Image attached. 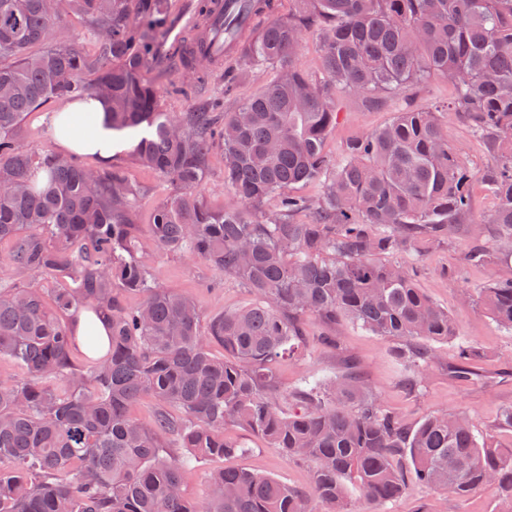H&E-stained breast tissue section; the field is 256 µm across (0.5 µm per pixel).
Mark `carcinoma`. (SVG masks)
Wrapping results in <instances>:
<instances>
[{
  "mask_svg": "<svg viewBox=\"0 0 512 512\" xmlns=\"http://www.w3.org/2000/svg\"><path fill=\"white\" fill-rule=\"evenodd\" d=\"M242 44L244 65L277 77L236 111L209 106L173 115L143 70L163 51L168 0H0V265L34 275L0 292V358L25 373L0 381V512H346L353 485L369 503L405 493L408 475L455 498L493 490L512 501V448L479 438L463 411L437 412L411 428L368 393L354 359L330 378L306 380L279 401L274 365L298 359L306 321L349 319L376 336L419 340L397 359L423 382L429 345L456 336L448 310L393 260L441 242L470 220L473 174L448 143L437 111L397 112L325 150L336 128L335 90L368 105L431 72L457 84L451 109L489 144L483 176L496 199L488 223L512 240V0H294ZM90 26L99 55L57 33L62 16ZM320 22V79L296 64L303 23ZM208 26L180 57L204 64ZM97 97L118 131L144 129L139 165L173 192L159 201L149 236L188 253L252 296L201 328L194 301L158 286L138 260L143 188L118 170L35 153L20 142L25 115L49 102ZM224 155L236 199L216 210L201 193L210 156ZM320 182L312 203L291 192ZM277 200L275 211L265 202ZM464 263L509 259L468 228ZM139 296L130 306L121 293ZM480 303L512 329V276L489 283ZM106 318L109 345L84 369L74 317ZM218 345L224 354L217 356ZM476 348L461 346L452 374L466 379ZM158 408L153 426L130 406ZM247 429L292 460L313 462L310 490L236 468L209 475L201 503L184 494L186 471L236 453L225 436Z\"/></svg>",
  "mask_w": 512,
  "mask_h": 512,
  "instance_id": "obj_1",
  "label": "carcinoma"
}]
</instances>
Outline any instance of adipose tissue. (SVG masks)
I'll return each mask as SVG.
<instances>
[{"label":"adipose tissue","instance_id":"1","mask_svg":"<svg viewBox=\"0 0 512 512\" xmlns=\"http://www.w3.org/2000/svg\"><path fill=\"white\" fill-rule=\"evenodd\" d=\"M105 112V104L93 97L67 103L61 111L66 125L55 130L61 149L104 160L125 151L130 144V134L113 131Z\"/></svg>","mask_w":512,"mask_h":512}]
</instances>
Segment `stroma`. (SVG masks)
<instances>
[{
	"instance_id": "obj_1",
	"label": "stroma",
	"mask_w": 512,
	"mask_h": 512,
	"mask_svg": "<svg viewBox=\"0 0 512 512\" xmlns=\"http://www.w3.org/2000/svg\"><path fill=\"white\" fill-rule=\"evenodd\" d=\"M209 72L204 83H196L194 76L180 69L173 55L164 53L144 69L142 76L158 88L163 110L178 114L216 99L223 101L225 111H235L277 75L272 68L246 71L237 58L211 65ZM455 96L454 82L438 74L427 75L399 92L385 95L384 104L379 108L369 107L362 99L348 93H339L336 128L327 140V150L333 156H340L347 141L384 126L394 113L449 104ZM441 120L448 131L449 143L474 176L472 217L485 221L484 240L494 242L495 228L489 218L496 200L481 180L490 159L485 142L461 113H442ZM82 163L91 170L122 169L144 188L138 211L139 222L144 227L151 223L156 203L171 191L159 174L138 166L128 151L108 162L86 156ZM469 244V236L459 228L440 245L409 249L396 256L401 264L418 269L419 288L447 309L457 327L455 338L435 343L434 361L422 387L412 393L404 390L394 355V341L342 320L336 324V337L341 345L337 351L318 342L317 337L323 331L319 323L308 324L311 342L303 357L281 360L275 367L276 383L281 391L286 394L294 391L309 376L324 378L336 374L343 356L351 355L360 363L369 392L385 409L398 414L406 425H419L437 411H463L471 416L476 435H491L502 445L512 444V430L497 424L499 412L512 407V330L495 322L477 303L480 288L496 277L512 273V266H463L462 259ZM140 259L152 271L159 286L189 295L202 321L250 301L249 293L238 280L217 279L199 259L188 254L163 252L150 239H143ZM464 343L479 347L481 356L474 364L473 376L461 380L453 377L449 369L456 361L459 345ZM227 434L240 444V452L210 459L186 473L184 490L192 501L204 500L209 473L224 467L243 468L294 487L308 488L310 467L307 463L288 459L280 449L270 447L265 440L244 429L232 427ZM347 507L349 512H507L512 506L489 490L474 492L459 501L442 497L413 481L403 496L382 505L364 502L357 493H350Z\"/></svg>"
}]
</instances>
